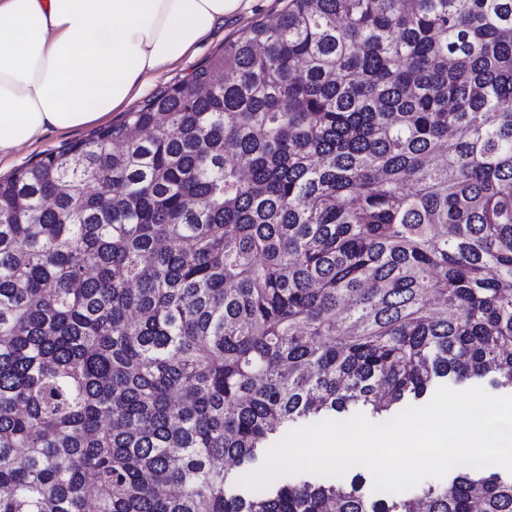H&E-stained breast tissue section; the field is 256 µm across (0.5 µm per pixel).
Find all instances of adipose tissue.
Wrapping results in <instances>:
<instances>
[{"mask_svg": "<svg viewBox=\"0 0 512 512\" xmlns=\"http://www.w3.org/2000/svg\"><path fill=\"white\" fill-rule=\"evenodd\" d=\"M242 0H0V157L93 124Z\"/></svg>", "mask_w": 512, "mask_h": 512, "instance_id": "adipose-tissue-1", "label": "adipose tissue"}]
</instances>
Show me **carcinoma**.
Returning <instances> with one entry per match:
<instances>
[{
    "label": "carcinoma",
    "instance_id": "cac0c4a2",
    "mask_svg": "<svg viewBox=\"0 0 512 512\" xmlns=\"http://www.w3.org/2000/svg\"><path fill=\"white\" fill-rule=\"evenodd\" d=\"M487 376L512 394V0H283L0 177V512H512L491 465L238 484L298 420Z\"/></svg>",
    "mask_w": 512,
    "mask_h": 512
}]
</instances>
